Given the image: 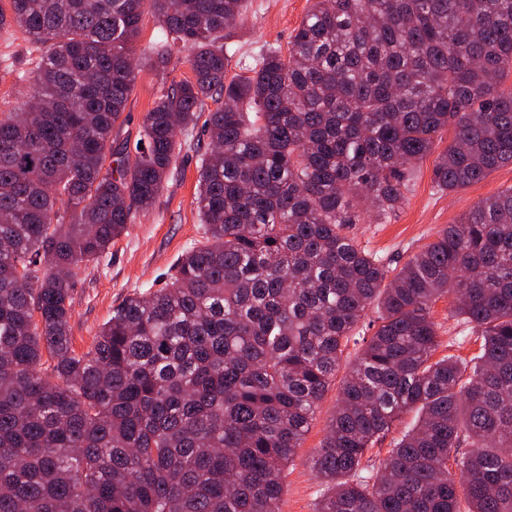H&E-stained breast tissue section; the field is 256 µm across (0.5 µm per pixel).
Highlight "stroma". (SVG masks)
<instances>
[{
  "mask_svg": "<svg viewBox=\"0 0 512 512\" xmlns=\"http://www.w3.org/2000/svg\"><path fill=\"white\" fill-rule=\"evenodd\" d=\"M312 0H251L246 20L232 31L229 41L235 51L232 72L244 64L263 44L287 47ZM39 50L19 28L0 33V113L20 106L27 85L17 83L15 74L32 69ZM191 71L181 56H174L166 79H159L150 66H140L134 91L128 101L127 124L116 130L117 140L135 139L143 118L163 81H180ZM209 144L204 121L184 137L173 174L164 184L156 205L137 213L127 233L115 240L99 261L83 266L71 288L73 315L71 336L77 352L87 351L112 311L128 296L162 287L177 260L203 236V224L194 203L202 155ZM433 157L418 162L402 207L385 223L352 224L347 233L358 245L384 256L390 268H398L415 252L434 241L440 230L457 223L477 202L512 186V166L501 167L481 181L453 193L439 192L433 182ZM439 327L441 354L469 359L477 355L474 341L460 342L462 324L448 316L447 299L433 308ZM344 370H337L287 476L281 497V512H316L323 486L311 460L325 437L336 409Z\"/></svg>",
  "mask_w": 512,
  "mask_h": 512,
  "instance_id": "1",
  "label": "stroma"
}]
</instances>
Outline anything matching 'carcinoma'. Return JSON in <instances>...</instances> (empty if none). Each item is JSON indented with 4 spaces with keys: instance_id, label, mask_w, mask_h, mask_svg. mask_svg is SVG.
Segmentation results:
<instances>
[{
    "instance_id": "cac0c4a2",
    "label": "carcinoma",
    "mask_w": 512,
    "mask_h": 512,
    "mask_svg": "<svg viewBox=\"0 0 512 512\" xmlns=\"http://www.w3.org/2000/svg\"><path fill=\"white\" fill-rule=\"evenodd\" d=\"M248 0H9L41 49L0 113V512H280L286 470L367 310L313 457L317 512H512V188L390 273L350 224L401 208L415 164L455 192L512 165V0H313L288 52L228 76ZM149 61L191 78L114 143ZM202 240L165 287L72 346V280L151 209L206 100ZM66 269L64 278L58 270ZM450 300L476 363L440 346ZM416 424L364 471L402 416ZM466 507H461V504Z\"/></svg>"
}]
</instances>
